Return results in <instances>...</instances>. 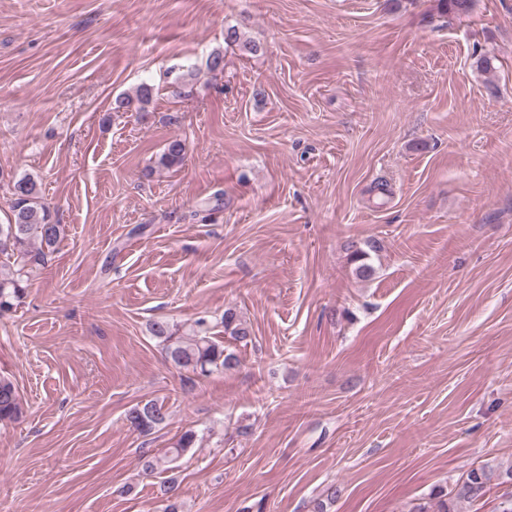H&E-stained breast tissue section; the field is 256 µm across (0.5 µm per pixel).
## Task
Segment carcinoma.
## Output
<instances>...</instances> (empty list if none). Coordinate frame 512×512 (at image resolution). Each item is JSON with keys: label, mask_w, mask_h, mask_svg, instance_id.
<instances>
[{"label": "carcinoma", "mask_w": 512, "mask_h": 512, "mask_svg": "<svg viewBox=\"0 0 512 512\" xmlns=\"http://www.w3.org/2000/svg\"><path fill=\"white\" fill-rule=\"evenodd\" d=\"M476 2L438 0V8L446 15L467 16L474 11ZM153 97L154 86L143 83L136 89L134 96L117 97L115 109L144 112ZM184 156L185 144L175 137L167 143L157 164L169 169L180 165ZM11 196L12 216L9 223L0 224V254L19 260L20 268L15 270L8 264L0 265V312L12 309L23 298L28 287L25 268L44 263L47 252L65 235L64 225L52 220L50 206L43 201L41 183L36 177L25 174L16 179L11 188ZM379 249L380 245L374 239L350 246L349 260L356 277L369 279L375 274L371 259L372 254ZM204 325L205 321L198 319L194 326L187 329L165 319H157L150 324L149 330L152 337L162 345L168 361L179 370L207 376L215 371L236 368L239 359L235 352L224 346V343L204 335ZM224 334L238 342H245L251 336L248 326L241 322L231 308L224 310ZM21 415L22 405L15 384L7 377H0V422L15 421ZM165 419L164 405L154 399L135 405L126 415L129 426L143 435L159 427ZM196 437L195 431L188 430L163 455H142V472L153 475L166 470V465L193 447ZM493 477V466L484 464L475 467L457 482L449 497L440 494L434 504L419 506L415 512H457L459 503L473 504L482 500L490 490ZM501 484L508 486V489L498 496L496 512H512V470L506 473ZM160 492L166 502L164 512H182V504L173 482H163Z\"/></svg>", "instance_id": "carcinoma-1"}]
</instances>
